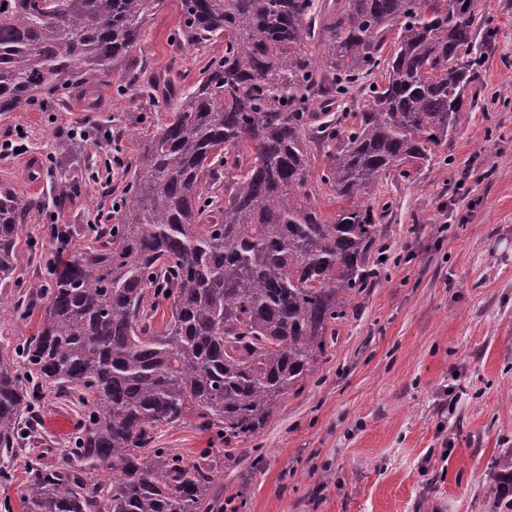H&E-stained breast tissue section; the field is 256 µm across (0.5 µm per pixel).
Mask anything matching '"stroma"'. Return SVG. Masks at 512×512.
I'll return each mask as SVG.
<instances>
[{"label": "stroma", "instance_id": "stroma-1", "mask_svg": "<svg viewBox=\"0 0 512 512\" xmlns=\"http://www.w3.org/2000/svg\"><path fill=\"white\" fill-rule=\"evenodd\" d=\"M474 11L492 32L467 92L475 105L443 159L379 186L384 262L313 376L234 448L193 420L159 430L158 447L216 463L211 512H508L489 467L512 448V0H474ZM181 21L180 0H163L135 54L136 83L111 73L91 98L71 87L0 114V141L27 147L0 158V187L30 197L36 160L47 201L21 235V281L46 276L50 224L111 214L107 168L165 115L143 85L171 66L194 85L197 55L174 40ZM64 181L76 194L59 215L49 201ZM78 422L58 400L40 411L58 448Z\"/></svg>", "mask_w": 512, "mask_h": 512}]
</instances>
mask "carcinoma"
<instances>
[{
  "mask_svg": "<svg viewBox=\"0 0 512 512\" xmlns=\"http://www.w3.org/2000/svg\"><path fill=\"white\" fill-rule=\"evenodd\" d=\"M162 0H0V113L129 63ZM474 0H181L177 38L205 60L147 98L175 106L123 168L115 224H53L48 277L20 284L22 227L44 207L0 188V312L36 333L0 343V483L43 444L37 407L80 411L69 447L29 459L23 512H207L214 465L156 447L193 416L224 446L254 437L315 372L376 277L368 197L409 179L481 81ZM224 43V52L211 48ZM365 100L317 119L316 104ZM326 158L309 180L312 148ZM342 201L327 219L320 190ZM170 316L154 326L159 303Z\"/></svg>",
  "mask_w": 512,
  "mask_h": 512,
  "instance_id": "cac0c4a2",
  "label": "carcinoma"
}]
</instances>
